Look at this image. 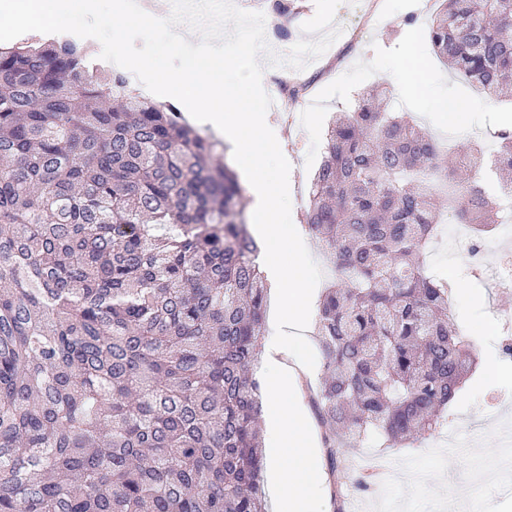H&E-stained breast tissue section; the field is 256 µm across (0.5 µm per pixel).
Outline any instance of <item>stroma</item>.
Here are the masks:
<instances>
[{
    "label": "stroma",
    "mask_w": 512,
    "mask_h": 512,
    "mask_svg": "<svg viewBox=\"0 0 512 512\" xmlns=\"http://www.w3.org/2000/svg\"><path fill=\"white\" fill-rule=\"evenodd\" d=\"M440 4L441 0H343L335 19L342 34L329 53L303 69L310 86L298 100L291 101L277 93L271 81L275 70L265 68L262 85L272 98L268 119L280 127L279 144L291 165L293 222H300L308 204L307 187L323 159L330 122L340 113L352 111L359 93L373 86L388 87L391 106L408 112L450 151L478 146L490 152L496 148L497 130L512 118V101L486 99L475 84L450 73L433 53L427 32ZM411 42L427 60L434 88L452 98L485 102L486 107L478 113L472 128L458 130L441 125L439 113L427 108L421 99L400 92L401 75L395 64ZM454 229L452 213H443L438 235L424 254V263L430 270L448 275L452 290L448 311L461 334L471 342L477 365L463 384L458 400L449 408L443 433L407 448H387L381 441L369 440L358 448L339 449L336 457L322 456L327 496L324 512H373L368 502L377 497L392 504L404 503L403 512H437L442 489L456 486L463 479L452 458L445 456V449L454 448L462 456L476 446L480 459L488 462L505 433L512 429V381L481 379L491 365L512 372V357L502 353L505 337L499 322L501 315L512 314V292H498L492 273L501 248L512 244V227L498 225L486 236L476 255L466 249L449 252L448 240ZM463 288L475 290L481 303L475 307L463 303L459 295ZM391 458L408 459L418 480L408 483L398 476L378 484L377 465ZM362 477L369 480V490L357 489L356 483Z\"/></svg>",
    "instance_id": "35a3bbf8"
}]
</instances>
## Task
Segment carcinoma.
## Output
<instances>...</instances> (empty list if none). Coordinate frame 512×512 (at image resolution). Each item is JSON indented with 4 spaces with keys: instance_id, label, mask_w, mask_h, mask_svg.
Here are the masks:
<instances>
[{
    "instance_id": "carcinoma-1",
    "label": "carcinoma",
    "mask_w": 512,
    "mask_h": 512,
    "mask_svg": "<svg viewBox=\"0 0 512 512\" xmlns=\"http://www.w3.org/2000/svg\"><path fill=\"white\" fill-rule=\"evenodd\" d=\"M265 7L287 17L298 0ZM429 39L488 95L512 85V0H443ZM390 93L334 120L302 223L336 269L318 410L348 434H433L474 365L425 271L428 181L478 241L501 223L480 149L457 157ZM493 171L512 174V131ZM223 143L82 42L0 46V512H266V284Z\"/></svg>"
}]
</instances>
